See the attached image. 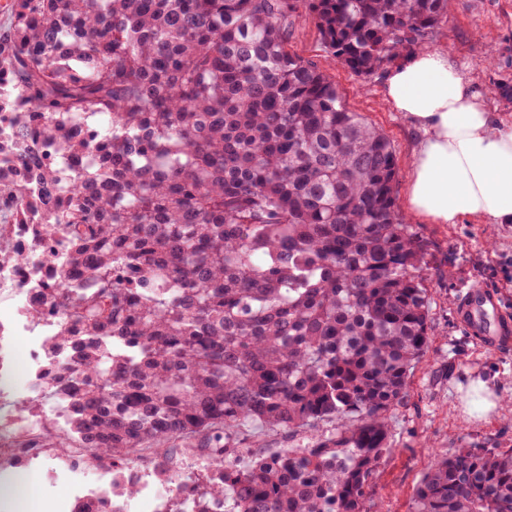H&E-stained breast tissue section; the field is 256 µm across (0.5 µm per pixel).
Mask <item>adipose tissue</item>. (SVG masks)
Segmentation results:
<instances>
[{"label":"adipose tissue","mask_w":512,"mask_h":512,"mask_svg":"<svg viewBox=\"0 0 512 512\" xmlns=\"http://www.w3.org/2000/svg\"><path fill=\"white\" fill-rule=\"evenodd\" d=\"M385 101L419 132L410 212L435 224L461 218L512 225V119L489 111L444 49L414 52L384 75Z\"/></svg>","instance_id":"1"}]
</instances>
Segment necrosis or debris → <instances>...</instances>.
Wrapping results in <instances>:
<instances>
[{"instance_id": "1", "label": "necrosis or debris", "mask_w": 512, "mask_h": 512, "mask_svg": "<svg viewBox=\"0 0 512 512\" xmlns=\"http://www.w3.org/2000/svg\"><path fill=\"white\" fill-rule=\"evenodd\" d=\"M16 196L0 191V463L18 460L44 461L47 482L61 474L51 464L50 440L24 409L33 399L46 398L44 367L47 340L63 317L61 305L43 299L40 289L57 285L61 277V246L66 237L62 224H20ZM28 263H16L19 255ZM140 495L134 500L114 499L108 482L71 486L73 501L86 512H97L104 498H111L114 512H164L165 496L147 463L125 472Z\"/></svg>"}]
</instances>
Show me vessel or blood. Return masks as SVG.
I'll list each match as a JSON object with an SVG mask.
<instances>
[{
    "label": "vessel or blood",
    "mask_w": 512,
    "mask_h": 512,
    "mask_svg": "<svg viewBox=\"0 0 512 512\" xmlns=\"http://www.w3.org/2000/svg\"><path fill=\"white\" fill-rule=\"evenodd\" d=\"M465 327L494 348L512 346V324L498 321L499 304L494 291L469 289L461 298Z\"/></svg>",
    "instance_id": "obj_1"
}]
</instances>
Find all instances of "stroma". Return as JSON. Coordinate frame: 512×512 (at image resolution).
Listing matches in <instances>:
<instances>
[{
    "mask_svg": "<svg viewBox=\"0 0 512 512\" xmlns=\"http://www.w3.org/2000/svg\"><path fill=\"white\" fill-rule=\"evenodd\" d=\"M287 49L329 74L346 105L363 113L390 139L396 155L395 203L406 209L409 158L418 139L413 126L384 101L381 78L363 79L337 64L322 47L305 10L289 19ZM431 47H446L451 63L469 88L494 112L512 114V0H460L439 25ZM427 252L431 345L415 369L408 393L388 421L390 452L378 467L366 512H410L411 495L434 456L460 448H512V421L490 413L469 416L462 390L481 377L512 402V350L494 351L472 336L458 315L459 297L471 286H487L500 298V314L512 320V226L507 224H432L410 217ZM24 475L37 482V512H57L70 483L91 484L97 470L78 466L69 483L43 485L38 468Z\"/></svg>",
    "mask_w": 512,
    "mask_h": 512,
    "instance_id": "35a3bbf8",
    "label": "stroma"
}]
</instances>
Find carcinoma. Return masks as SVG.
I'll use <instances>...</instances> for the list:
<instances>
[{"mask_svg":"<svg viewBox=\"0 0 512 512\" xmlns=\"http://www.w3.org/2000/svg\"><path fill=\"white\" fill-rule=\"evenodd\" d=\"M302 3L327 53L381 75L458 0H11L0 113L35 112L40 207L66 224L48 347L54 446L121 497L140 460L207 461L169 512H365L388 418L430 345L425 247L395 150L286 49ZM297 448L241 447L243 426ZM411 512H512V449L459 448ZM331 429L328 425H320L316 431H311L307 433H301L297 437L293 439H288L282 435L276 433H270L264 437V445L265 448H251L253 452H263L268 449H279V448H297L299 445H303L306 443L308 438L313 434H320L321 432H325Z\"/></svg>","mask_w":512,"mask_h":512,"instance_id":"obj_1","label":"carcinoma"}]
</instances>
